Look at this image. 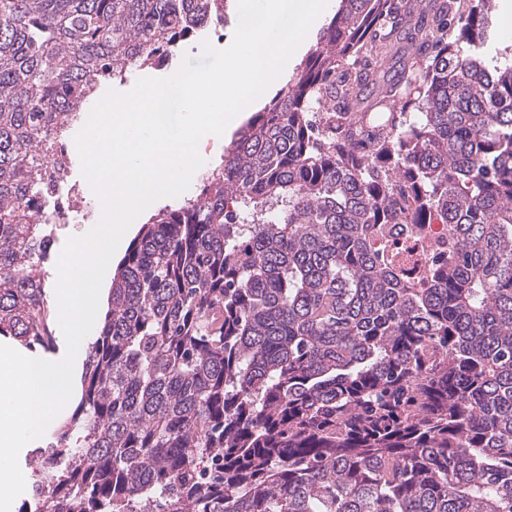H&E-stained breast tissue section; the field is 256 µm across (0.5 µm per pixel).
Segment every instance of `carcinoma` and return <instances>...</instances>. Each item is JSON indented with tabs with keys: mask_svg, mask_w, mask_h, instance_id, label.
Wrapping results in <instances>:
<instances>
[{
	"mask_svg": "<svg viewBox=\"0 0 512 512\" xmlns=\"http://www.w3.org/2000/svg\"><path fill=\"white\" fill-rule=\"evenodd\" d=\"M496 0H340L200 192L143 224L42 512H512V49ZM226 0H0V337L55 352L61 114Z\"/></svg>",
	"mask_w": 512,
	"mask_h": 512,
	"instance_id": "1",
	"label": "carcinoma"
}]
</instances>
